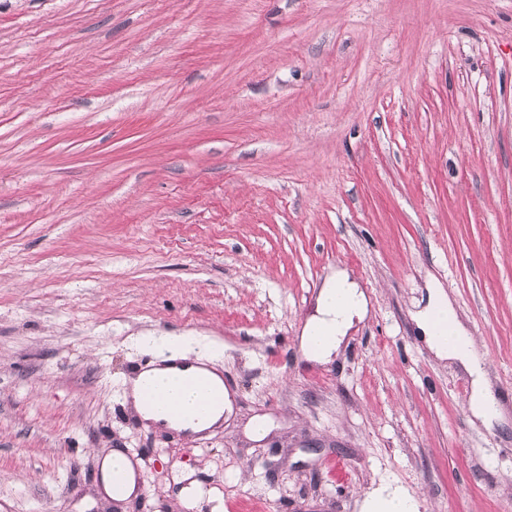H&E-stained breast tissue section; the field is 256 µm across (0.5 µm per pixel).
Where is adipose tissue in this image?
<instances>
[{
  "label": "adipose tissue",
  "mask_w": 512,
  "mask_h": 512,
  "mask_svg": "<svg viewBox=\"0 0 512 512\" xmlns=\"http://www.w3.org/2000/svg\"><path fill=\"white\" fill-rule=\"evenodd\" d=\"M369 310L367 295L347 271L339 270L327 277L318 292L315 311L307 319L302 331L301 346L304 354L318 362L329 361L355 322L364 320ZM416 325L422 340L438 358L460 362L469 371L472 377L468 400L471 415L486 424L499 419V404L485 381L472 340L457 319L441 287H432L429 303L418 313ZM166 360V365L155 367L150 372L160 404H176L186 413H198L201 397L197 391L183 387L178 362H187L193 371H207L217 384L222 381L220 373L210 368L202 357H191L185 348L170 349Z\"/></svg>",
  "instance_id": "obj_1"
}]
</instances>
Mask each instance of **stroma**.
Wrapping results in <instances>:
<instances>
[{"instance_id": "1", "label": "stroma", "mask_w": 512, "mask_h": 512, "mask_svg": "<svg viewBox=\"0 0 512 512\" xmlns=\"http://www.w3.org/2000/svg\"><path fill=\"white\" fill-rule=\"evenodd\" d=\"M370 298L299 336L336 269ZM440 282L504 411L414 315ZM213 358L214 435L145 427L159 339ZM263 419L266 432L251 425ZM512 512V0H0V512ZM369 310V299L359 284L346 270H336L323 282L315 313L304 325L301 336L304 354L318 362L329 361L354 326L355 319L363 321ZM120 465H125L130 470L131 481H130V484H129L126 492L123 495L115 496L112 493V488H111L110 484L112 485V487L114 489H120L127 484L129 475H128L127 471H122V472L109 471L108 472L109 482L107 481L106 477H104L103 483H104L105 491L110 497H112V495L117 498H125V497L129 496L134 490V479H135L136 485H139L138 471H137L136 467L134 466V475H133V467L130 462V459L121 450L114 449L108 455H106L104 457V459L102 461V470L105 474L111 468L118 467ZM204 499L211 504L212 512H222L224 510L223 497L217 490L214 488L206 489L194 481L182 488L180 506L183 509L192 510ZM364 509V512H417L418 505L405 492L382 487L368 496Z\"/></svg>"}]
</instances>
